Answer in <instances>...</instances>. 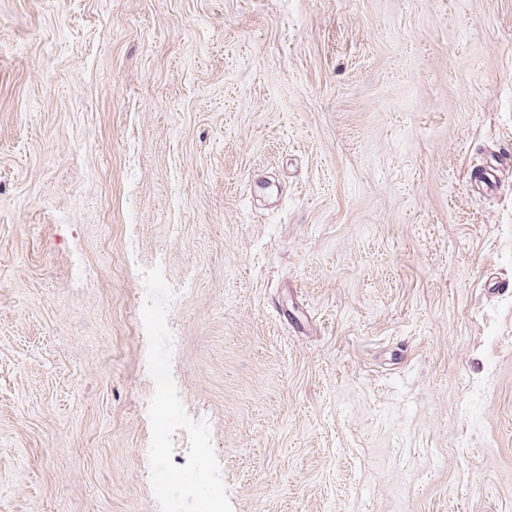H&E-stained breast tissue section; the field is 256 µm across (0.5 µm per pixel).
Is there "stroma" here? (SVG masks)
<instances>
[{
	"label": "stroma",
	"instance_id": "35a3bbf8",
	"mask_svg": "<svg viewBox=\"0 0 512 512\" xmlns=\"http://www.w3.org/2000/svg\"><path fill=\"white\" fill-rule=\"evenodd\" d=\"M509 157L512 0H0V512H159L157 266L233 512H512Z\"/></svg>",
	"mask_w": 512,
	"mask_h": 512
}]
</instances>
